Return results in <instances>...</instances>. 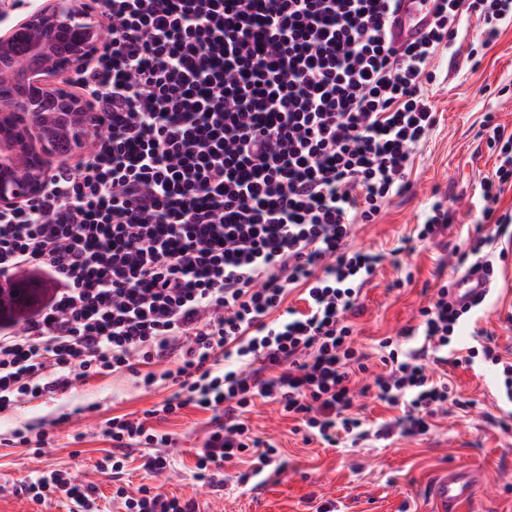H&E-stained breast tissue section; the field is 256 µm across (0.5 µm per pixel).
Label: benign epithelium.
Here are the masks:
<instances>
[{"instance_id": "benign-epithelium-1", "label": "benign epithelium", "mask_w": 512, "mask_h": 512, "mask_svg": "<svg viewBox=\"0 0 512 512\" xmlns=\"http://www.w3.org/2000/svg\"><path fill=\"white\" fill-rule=\"evenodd\" d=\"M33 30L64 35L72 48L70 59L46 65V42L30 43L19 55L20 35ZM101 39L92 10L82 0H54L0 35V209L13 208L44 189L58 117L66 118L75 151L97 130L98 119L79 97L51 99L48 93L57 89L56 76L98 51Z\"/></svg>"}]
</instances>
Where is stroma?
<instances>
[{"label": "stroma", "mask_w": 512, "mask_h": 512, "mask_svg": "<svg viewBox=\"0 0 512 512\" xmlns=\"http://www.w3.org/2000/svg\"><path fill=\"white\" fill-rule=\"evenodd\" d=\"M468 36L438 62L437 79L428 86L438 123L411 164L409 191L391 198L378 219L358 225L352 248L383 254L385 260L361 294L362 311L354 318L356 344L371 356L370 368L381 372L380 341L416 325L437 285L452 274L450 254L468 249L477 236L485 206L479 183L498 164L482 133L493 120L512 133V24L502 28L481 62L468 53L482 27L469 18ZM452 215L447 230L431 242L415 241L435 201ZM501 276L490 297L494 307L476 325L493 338L504 360L512 362V254L500 264ZM455 404L438 414L430 432L419 437L396 435L369 439L357 447L305 442L294 420L280 416L274 404L257 401L250 425L261 438L278 444L276 468L242 483V467L227 466L223 488L210 487L196 475V451L211 425V412L187 406L174 417L156 422L172 434L171 468L155 477L143 464L150 451L128 449L130 489L159 486L162 492L194 499L199 512H316L333 503L335 512H432L429 485L443 469L471 466L488 478L482 496L460 512H512V432L501 420L512 414L503 396V377L491 367H448ZM175 390L171 382L145 385L142 375L121 371L74 382L64 393L20 401L0 413V512H69L62 496L37 502L20 486L41 474L62 470L80 487L96 488L102 512H125L113 497V482L98 463L110 442L101 435L108 419L142 415ZM47 431L42 455L31 454L27 440Z\"/></svg>", "instance_id": "35a3bbf8"}]
</instances>
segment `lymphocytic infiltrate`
<instances>
[{"instance_id": "obj_1", "label": "lymphocytic infiltrate", "mask_w": 512, "mask_h": 512, "mask_svg": "<svg viewBox=\"0 0 512 512\" xmlns=\"http://www.w3.org/2000/svg\"><path fill=\"white\" fill-rule=\"evenodd\" d=\"M96 2L108 36L69 84L103 131L39 196L0 210V277L35 269L53 287L0 328V412L66 391L75 365L107 375L172 358L174 368L144 376L180 386L151 414L215 411L196 455L213 487L225 463L253 452L261 470L277 456L246 422L258 397L331 446L343 435L428 433L452 390L424 361L448 363L466 311L440 286L420 324L399 332L421 346L382 340L388 373L354 391L367 355L349 318L382 257L347 242L407 187L412 151L437 122L424 87L461 19L482 18L490 44L512 21V0H442L428 34L402 49L386 38L393 0ZM488 141L499 163L481 182L482 220L512 238V211L498 209L512 184V135L496 127ZM294 290L304 309L285 306ZM359 393L401 416L364 429L350 413ZM104 435L114 452L99 468L113 480L124 471L116 450L133 445L153 448V475L170 466L169 434L144 419L113 417ZM21 491L96 507L94 488L59 471ZM117 495L127 512H197L194 500L145 485Z\"/></svg>"}]
</instances>
